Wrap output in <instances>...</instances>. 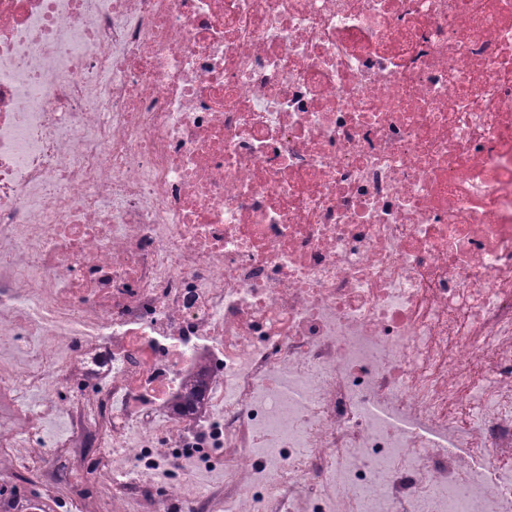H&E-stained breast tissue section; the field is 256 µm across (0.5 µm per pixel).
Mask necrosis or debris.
Masks as SVG:
<instances>
[{
	"instance_id": "1",
	"label": "necrosis or debris",
	"mask_w": 512,
	"mask_h": 512,
	"mask_svg": "<svg viewBox=\"0 0 512 512\" xmlns=\"http://www.w3.org/2000/svg\"><path fill=\"white\" fill-rule=\"evenodd\" d=\"M0 340L23 512H512V0H0Z\"/></svg>"
}]
</instances>
